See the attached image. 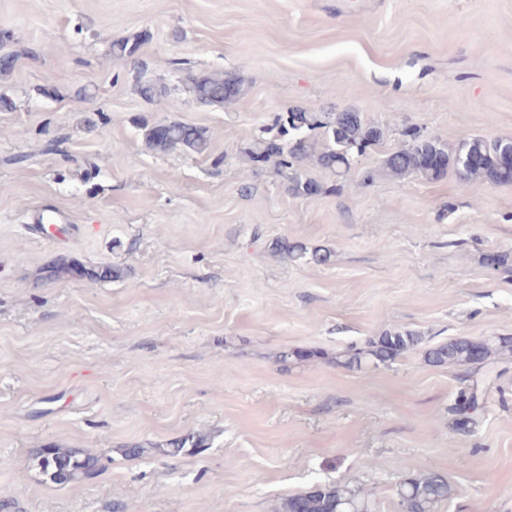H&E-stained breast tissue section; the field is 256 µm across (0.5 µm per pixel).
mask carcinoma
<instances>
[{"label":"carcinoma","mask_w":512,"mask_h":512,"mask_svg":"<svg viewBox=\"0 0 512 512\" xmlns=\"http://www.w3.org/2000/svg\"><path fill=\"white\" fill-rule=\"evenodd\" d=\"M139 48V40L128 37L112 41V56L132 58ZM194 98L204 105H222L236 100L242 94L239 81L224 78L221 73L186 76ZM286 141L260 139L243 149L245 160L254 168L275 160L281 167L298 171L307 162H314L338 176L350 168L355 155L379 142L382 130L365 121L358 112L346 110L336 113L308 112L292 109L275 117ZM322 130V147L307 138V132ZM149 147L167 152L183 150L196 155L211 151V135L203 127L179 121L144 126ZM408 142L388 154L384 167L397 177L417 176L427 181L444 177L453 171L464 183L482 179L496 186L512 185V140H488L481 136L463 137L453 150L436 138L417 132H406ZM292 194L310 197L321 191V185L308 178L295 176L290 186ZM274 253L289 259L306 258L317 264L330 261L331 251L325 248L308 250L300 243L278 241ZM76 275L98 281L121 277V271L112 267L87 269L82 265L61 259L46 268V277ZM422 337L408 330L390 329L368 339L360 348L350 347L336 355V363L347 368L362 364H388L420 344ZM512 353V337L455 336L425 351V360L433 366L484 363L497 354ZM206 448L209 438L204 434H190L167 447L156 446L153 451L177 455L185 446ZM39 468L45 480L57 485L78 484L90 478L98 469L99 456L80 448L51 446L39 450ZM456 489L438 472L412 475L404 478L397 488V496L404 512H437L442 502L450 499ZM278 512H371L369 495L347 484L330 483L295 494L281 503Z\"/></svg>","instance_id":"carcinoma-1"}]
</instances>
